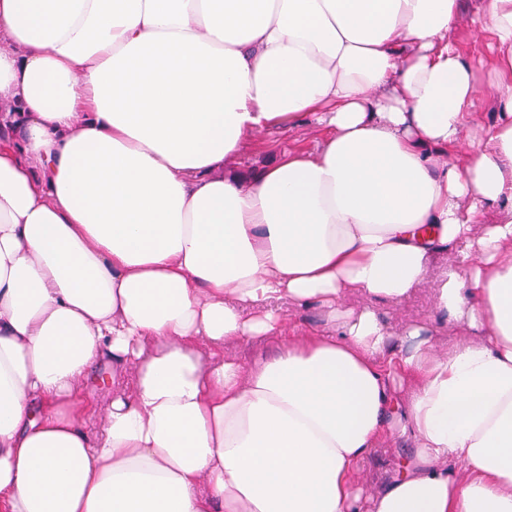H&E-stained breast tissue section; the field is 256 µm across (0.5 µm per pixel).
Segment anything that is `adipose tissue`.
<instances>
[{"label": "adipose tissue", "instance_id": "1", "mask_svg": "<svg viewBox=\"0 0 512 512\" xmlns=\"http://www.w3.org/2000/svg\"><path fill=\"white\" fill-rule=\"evenodd\" d=\"M461 11L0 0V512H512V0L470 18L497 119L469 143ZM311 115L314 149L242 167ZM449 249L434 305L468 338L391 350L375 302ZM390 427L416 452L371 490Z\"/></svg>", "mask_w": 512, "mask_h": 512}]
</instances>
